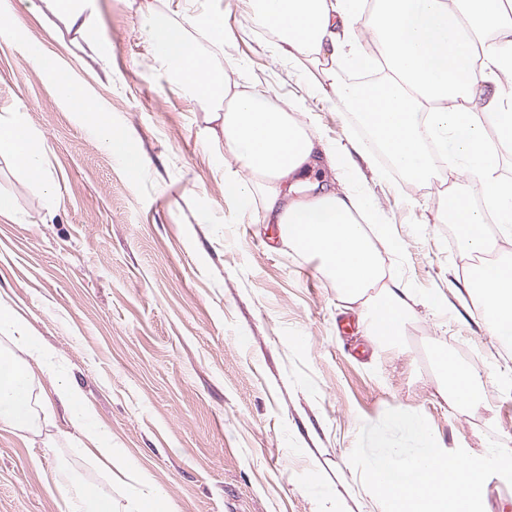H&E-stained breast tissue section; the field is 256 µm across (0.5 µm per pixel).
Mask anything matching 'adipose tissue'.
Returning <instances> with one entry per match:
<instances>
[{
  "label": "adipose tissue",
  "mask_w": 512,
  "mask_h": 512,
  "mask_svg": "<svg viewBox=\"0 0 512 512\" xmlns=\"http://www.w3.org/2000/svg\"><path fill=\"white\" fill-rule=\"evenodd\" d=\"M252 20L274 33L272 58L296 61L314 56L346 60L357 70L385 65L389 75L375 85L351 82L328 70L333 98L364 117L383 149L412 183L429 173L428 146L462 160L476 176L482 206L453 192L441 206L456 224L463 250L480 253L490 242L512 244V180L502 177L497 154L487 150L485 130L512 141V0H251ZM143 32L153 60L165 67L201 105L223 113L224 148L247 169L251 180L225 171L224 197L238 214L274 224L281 240L322 259V271L350 301L362 302L372 336L390 341L401 336L412 314L409 291L393 280L377 295L369 290L383 276L378 243L391 234L379 225L370 236L362 225L370 205L360 194L317 185L312 197L298 187L316 167L317 146L296 105L288 113L260 92H231L225 73L214 70L189 29L224 38V16L202 12L171 24L144 16ZM365 30L368 42L356 32ZM58 95L95 113L106 148L130 174L144 166L112 129L107 109L79 96L72 82L58 79ZM44 142L31 132L21 113L0 117V155L12 158L33 180L49 184ZM493 214L495 236H488L485 216ZM500 345L512 346V269L483 265L469 282ZM0 333L11 348L0 352V430L37 431L40 419L63 408L73 431L72 451L91 455L101 465L113 463L112 432L96 417L85 395L63 373L62 358L26 317L0 304ZM53 377V394L44 396L41 376ZM66 512H114L112 492L96 485L57 483Z\"/></svg>",
  "instance_id": "adipose-tissue-1"
}]
</instances>
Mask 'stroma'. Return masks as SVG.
<instances>
[{
    "mask_svg": "<svg viewBox=\"0 0 512 512\" xmlns=\"http://www.w3.org/2000/svg\"><path fill=\"white\" fill-rule=\"evenodd\" d=\"M34 2L32 12L17 0L16 26L0 30V115L24 113L42 135L51 185L0 156V193L16 206L0 219V302L67 360L121 464L107 472L47 447L48 427L24 438L0 430V512H63L54 483L68 470L111 486L117 512L135 475L164 491L165 512H380L349 456L362 426L390 409L423 414L451 451L479 456L493 437L512 446V349L462 300L470 270L512 262V246L464 254L440 212L445 187L478 194L468 172L433 153L427 181L380 180L384 162L368 148L362 188L395 239L380 260L415 301L402 335L379 342L317 257L284 245L275 225L235 215L221 123L153 64L140 19L223 13V47L188 36L234 90L283 108L304 99L309 132L346 147L364 134L323 94L324 61H274V35L253 24L250 0H86L83 35L51 0ZM28 37L108 109L148 161L138 176L105 149L94 115L75 111L15 49ZM442 349L481 371L470 402L440 396Z\"/></svg>",
    "mask_w": 512,
    "mask_h": 512,
    "instance_id": "35a3bbf8",
    "label": "stroma"
}]
</instances>
